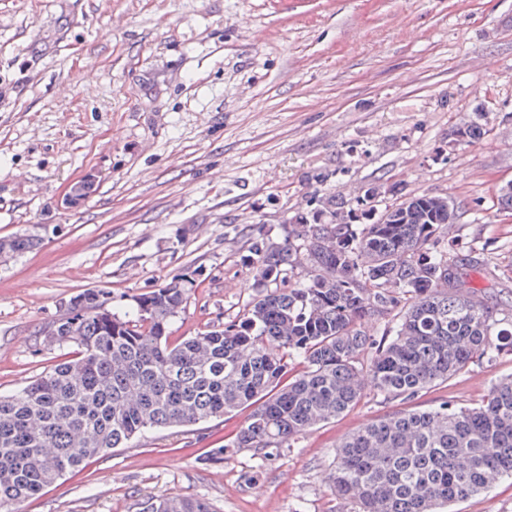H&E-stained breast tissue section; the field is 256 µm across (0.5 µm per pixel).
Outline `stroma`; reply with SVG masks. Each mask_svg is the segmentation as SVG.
I'll return each mask as SVG.
<instances>
[{
  "mask_svg": "<svg viewBox=\"0 0 512 512\" xmlns=\"http://www.w3.org/2000/svg\"><path fill=\"white\" fill-rule=\"evenodd\" d=\"M477 121L484 140L453 143ZM93 191L76 203L74 187ZM512 0H0V237L38 246L0 263V394L56 364L64 303L112 310L191 281L180 340L255 293L244 259L330 203L374 214L450 197L440 242L487 305L512 314ZM512 351L409 400L369 391L281 448H237L249 412L148 430L55 481L20 512H141L193 496L215 512H353L328 476L337 444L403 409L479 402ZM223 448L219 460L210 449Z\"/></svg>",
  "mask_w": 512,
  "mask_h": 512,
  "instance_id": "35a3bbf8",
  "label": "stroma"
}]
</instances>
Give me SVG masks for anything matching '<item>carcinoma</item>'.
Instances as JSON below:
<instances>
[{"label": "carcinoma", "instance_id": "carcinoma-1", "mask_svg": "<svg viewBox=\"0 0 512 512\" xmlns=\"http://www.w3.org/2000/svg\"><path fill=\"white\" fill-rule=\"evenodd\" d=\"M483 140L478 122L461 125ZM247 256L258 289L244 313L170 341L190 288L176 277L112 312L110 293L87 289L50 342L78 356L21 390L0 394V512L149 428L185 427L253 407L234 443L281 448L345 413L366 390L409 399L466 373L473 360L512 350V317L499 316L437 243L454 204L410 196L369 224L338 206ZM34 238L0 240V259ZM274 288H269V285ZM387 315L393 334L376 338ZM303 370L286 379L290 356ZM512 476V377L471 406L403 410L365 423L336 447L330 482L355 512H439ZM142 512H214L198 497L156 496Z\"/></svg>", "mask_w": 512, "mask_h": 512}]
</instances>
